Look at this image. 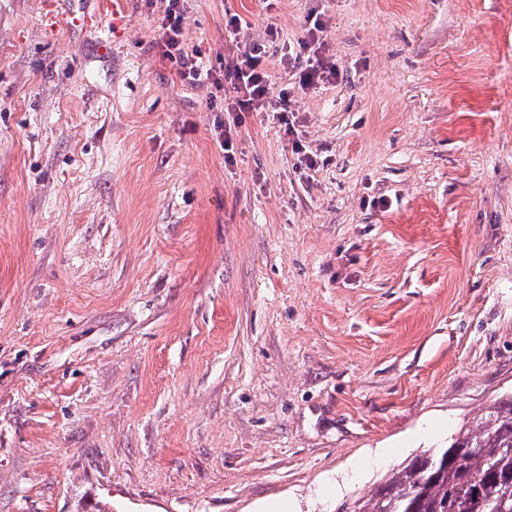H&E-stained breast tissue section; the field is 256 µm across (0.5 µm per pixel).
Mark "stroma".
Here are the masks:
<instances>
[{"mask_svg": "<svg viewBox=\"0 0 512 512\" xmlns=\"http://www.w3.org/2000/svg\"><path fill=\"white\" fill-rule=\"evenodd\" d=\"M164 8L0 0V512H337L512 394V0H185L193 83ZM184 0H166L164 15L158 28L161 42L165 48L163 55L179 63L180 76L183 80L196 81L202 69L194 57H189L183 41ZM321 29V23L315 20L313 27L308 30L307 39L304 38L298 42L300 55L296 53L294 63H298L300 68L298 83L300 88L303 89L312 88L320 83L336 81V78H338L336 65H331L328 62L324 63V60L315 54L316 50L313 51L315 56H311L309 53L305 57V55L301 54L307 49L311 51V44L315 41L318 42L316 32H321ZM301 59L302 61H300ZM263 49V51H262ZM264 47L253 44L233 55L224 65V79L230 83L229 95L225 94V112H275L278 121L285 125L286 133L293 134L294 125L288 122V89L273 91V74L267 66Z\"/></svg>", "mask_w": 512, "mask_h": 512, "instance_id": "obj_1", "label": "stroma"}]
</instances>
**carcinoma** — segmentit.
Listing matches in <instances>:
<instances>
[{
	"label": "carcinoma",
	"mask_w": 512,
	"mask_h": 512,
	"mask_svg": "<svg viewBox=\"0 0 512 512\" xmlns=\"http://www.w3.org/2000/svg\"><path fill=\"white\" fill-rule=\"evenodd\" d=\"M338 512H512V396Z\"/></svg>",
	"instance_id": "carcinoma-1"
}]
</instances>
